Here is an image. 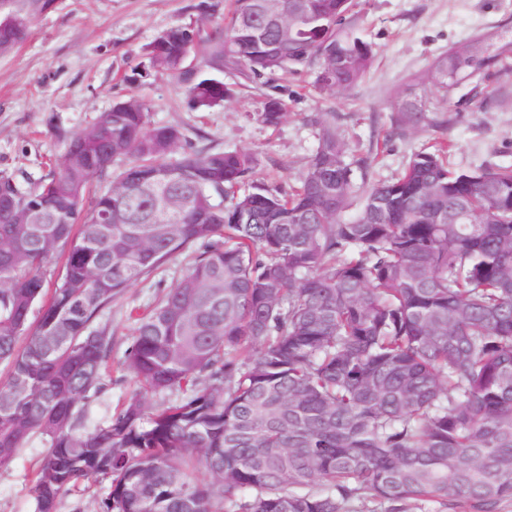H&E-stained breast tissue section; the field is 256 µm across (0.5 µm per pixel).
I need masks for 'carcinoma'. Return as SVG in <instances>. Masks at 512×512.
<instances>
[{"mask_svg":"<svg viewBox=\"0 0 512 512\" xmlns=\"http://www.w3.org/2000/svg\"><path fill=\"white\" fill-rule=\"evenodd\" d=\"M352 0H233L201 48L167 29L149 64L181 75L194 108L229 96L224 67L260 78L334 53L336 88L372 49ZM512 52L445 53L427 71L448 95ZM67 139L58 172L14 194L39 219L0 211V466L42 438L36 512L88 478L102 512H410L437 503L500 512L512 501V166L454 169L447 146L351 207L347 143L326 122L286 193L249 182L239 151L185 149L138 95ZM399 100L394 130L444 122ZM256 122L287 116L268 95ZM110 188L86 202L93 181ZM158 190L179 201L165 211ZM202 246L191 270L134 319L126 366L143 393L90 424L112 383V335L97 320L136 281ZM55 288L41 303L44 285ZM38 317L30 321L35 306ZM167 403L152 409L146 396Z\"/></svg>","mask_w":512,"mask_h":512,"instance_id":"cac0c4a2","label":"carcinoma"}]
</instances>
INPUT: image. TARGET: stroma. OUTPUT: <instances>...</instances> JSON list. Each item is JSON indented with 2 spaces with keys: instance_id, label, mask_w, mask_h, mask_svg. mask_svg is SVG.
<instances>
[{
  "instance_id": "stroma-1",
  "label": "stroma",
  "mask_w": 512,
  "mask_h": 512,
  "mask_svg": "<svg viewBox=\"0 0 512 512\" xmlns=\"http://www.w3.org/2000/svg\"><path fill=\"white\" fill-rule=\"evenodd\" d=\"M228 0H55L32 20L25 40L0 55V173L22 187L56 168L66 139L100 112L135 93L151 106V120L177 127L192 146L237 150L257 160L254 178L288 191L318 144L317 120L335 113L349 145L347 160L366 158L365 184L394 176L410 155L437 138L452 146L457 169L484 161L512 165V58L464 81L451 94L447 125L391 135L398 97L436 98L424 79L439 55L492 37L512 39V0H357L355 27L373 53L362 79L345 90L318 93L316 69L299 65L255 79L224 69L230 102L206 111L187 97L189 77L206 65L189 57L178 78L150 68L145 49L158 33L183 24L208 37L222 22ZM287 104L275 128L250 120L266 95ZM387 148L375 154L377 140ZM193 251L172 257L138 280L103 316L112 334V384L90 408L92 421L110 415L140 390L122 363L133 338L130 308L153 303L174 287L193 263ZM40 441L0 467V512H34L31 472Z\"/></svg>"
}]
</instances>
